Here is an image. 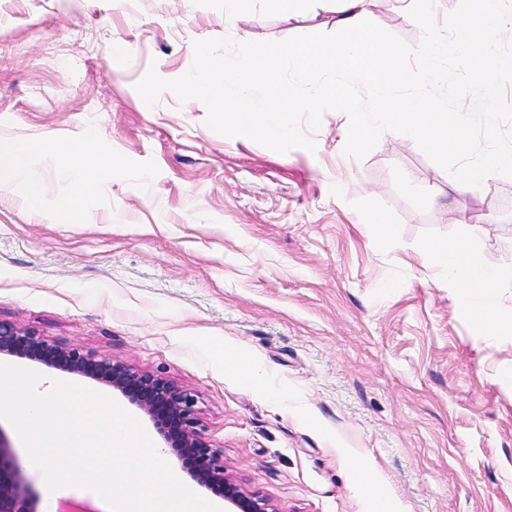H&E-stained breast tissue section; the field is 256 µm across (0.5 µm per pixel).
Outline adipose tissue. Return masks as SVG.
Instances as JSON below:
<instances>
[{
	"mask_svg": "<svg viewBox=\"0 0 512 512\" xmlns=\"http://www.w3.org/2000/svg\"><path fill=\"white\" fill-rule=\"evenodd\" d=\"M87 143L84 136L68 140L47 136L26 142L0 141V186H21L28 190L33 200L42 199L46 185L35 173L31 158L36 155L49 159L56 166L71 170L75 176L73 193L53 198L51 204L73 223H81L103 183L106 169L112 165L111 160L89 157ZM511 154L505 149H493L474 164L452 169L447 176L449 194L479 191L485 180L495 174ZM425 253L430 267L445 272L449 282L460 284L472 298L468 314L477 329H492L500 336L512 335V320H501L492 303L503 280V272L498 266L482 252L455 239L426 244Z\"/></svg>",
	"mask_w": 512,
	"mask_h": 512,
	"instance_id": "ef3b65f1",
	"label": "adipose tissue"
}]
</instances>
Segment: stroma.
<instances>
[{
    "label": "stroma",
    "mask_w": 512,
    "mask_h": 512,
    "mask_svg": "<svg viewBox=\"0 0 512 512\" xmlns=\"http://www.w3.org/2000/svg\"><path fill=\"white\" fill-rule=\"evenodd\" d=\"M366 9L418 43L396 0ZM298 25L236 21L252 41ZM224 34L192 0H0V139L92 129L89 154L112 160L82 224L49 203L70 171L41 163L38 204L0 188V322L191 391L228 474L278 512H512V335L477 333L424 251L468 239L504 271L512 319V160L434 203L445 170L395 132L345 155L346 113L281 154L172 91L144 103L148 70L179 78L194 41Z\"/></svg>",
    "instance_id": "stroma-1"
}]
</instances>
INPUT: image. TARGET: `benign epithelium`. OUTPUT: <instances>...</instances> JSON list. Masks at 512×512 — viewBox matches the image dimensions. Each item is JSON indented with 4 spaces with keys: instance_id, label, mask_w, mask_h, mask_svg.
<instances>
[{
    "instance_id": "1",
    "label": "benign epithelium",
    "mask_w": 512,
    "mask_h": 512,
    "mask_svg": "<svg viewBox=\"0 0 512 512\" xmlns=\"http://www.w3.org/2000/svg\"><path fill=\"white\" fill-rule=\"evenodd\" d=\"M17 353L29 354L47 367L61 361L64 371L112 388L152 420L157 409H164L180 426L178 437L163 438L165 453L179 463L187 457L195 459L196 467L189 477L197 485H224L226 512H277L266 495L245 490L226 474L224 451L208 444L198 429L196 399L190 391L159 374L140 372L77 347L51 344L32 330L0 323V355ZM37 503L25 463L0 431V512H37Z\"/></svg>"
}]
</instances>
